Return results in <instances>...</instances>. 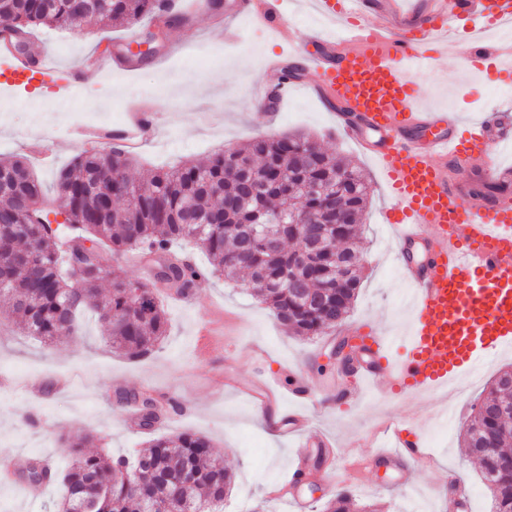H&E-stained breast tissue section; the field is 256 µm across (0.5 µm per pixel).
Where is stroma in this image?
Listing matches in <instances>:
<instances>
[{
	"label": "stroma",
	"mask_w": 512,
	"mask_h": 512,
	"mask_svg": "<svg viewBox=\"0 0 512 512\" xmlns=\"http://www.w3.org/2000/svg\"><path fill=\"white\" fill-rule=\"evenodd\" d=\"M237 24L242 40L229 44L213 12H196L192 24L168 29L164 60H150L131 71L87 70L83 81L62 98L51 86L38 96L0 91V157L27 158L35 174L46 185H54L81 145L68 126H31L20 104L41 97L53 103L64 100L75 113L123 112L140 101L132 95L136 89L145 90L142 101L152 105L163 121L157 138L135 154L134 172L139 176L182 160L202 161L215 150L240 147L260 136L309 134L326 150L352 160L371 186L362 226L363 279L348 316L323 336L299 338L288 334L248 288L208 278L195 288L194 305L165 301L168 331L158 350L139 361L111 349L90 312L81 316L77 335L49 346L2 328L0 379L9 384L0 386V461L38 454L51 457L63 472L73 459V438L84 433L92 434L95 446L109 456H135L151 437L125 418L126 405L117 395L146 392L172 404L161 434L204 435L222 455L233 473L224 512H235L243 500L267 501L271 485L287 478L296 450L268 428L246 397L225 392L224 377L253 383L263 377L270 361L279 360L297 363L314 383L315 426L342 445L337 469H329L323 456L308 459L307 469L317 476L300 487L309 501L308 512H323L330 496L341 489L357 503L378 505L380 512H444L448 488L430 470H412L405 485L395 484L393 475L382 468L364 471L358 480L350 471L352 455H371L372 434L398 418L417 421L429 450L467 487L471 512H490L480 466L462 448L461 433L493 376L512 368V348L491 357L487 373L457 396L452 406L455 418L439 434L434 424L444 403L437 395L410 400L373 389L359 403H337L336 388L345 376L329 362L328 354L343 331L373 326L389 336L395 353L406 339L410 312L399 303L405 284L390 230L382 221L389 194L376 163L337 133L331 113L311 93L290 96L274 120L264 118L249 87L261 77L264 59L285 51L287 45L256 29L247 18H238ZM149 31L145 21L129 27L101 24L86 37L40 27L32 47L35 53L53 56L65 73L84 67L89 56L113 55L116 43L135 34L147 38ZM468 54L467 46H460L456 56L440 58L417 74L427 104L460 113L468 122L493 109L512 113V92H493L485 71L456 67V60ZM62 495L58 482L28 495L17 473H0V512H52Z\"/></svg>",
	"instance_id": "obj_1"
}]
</instances>
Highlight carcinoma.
<instances>
[{
    "instance_id": "cac0c4a2",
    "label": "carcinoma",
    "mask_w": 512,
    "mask_h": 512,
    "mask_svg": "<svg viewBox=\"0 0 512 512\" xmlns=\"http://www.w3.org/2000/svg\"><path fill=\"white\" fill-rule=\"evenodd\" d=\"M167 11L166 0H0V30L25 46L41 25L90 34L103 22L191 19ZM130 164L127 153L86 149L50 198L23 159H0V298L19 333L52 344L75 335L79 314L91 310L117 352L153 354L167 332L162 302L148 284L97 262L107 247L166 261V278L184 294L209 277L247 282L296 336H319L349 313L370 196L349 161L298 134L258 137L141 182ZM181 245L199 248L210 268L180 257ZM136 401L154 431L166 408L147 395ZM92 441L85 434L72 444L57 512H221L232 474L208 439L160 436L132 462L85 452ZM462 442L479 461L490 512H512V371L472 409ZM351 506L341 490L325 512Z\"/></svg>"
}]
</instances>
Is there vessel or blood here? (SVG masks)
<instances>
[{
	"label": "vessel or blood",
	"instance_id": "vessel-or-blood-1",
	"mask_svg": "<svg viewBox=\"0 0 512 512\" xmlns=\"http://www.w3.org/2000/svg\"><path fill=\"white\" fill-rule=\"evenodd\" d=\"M314 14L339 26L335 35L315 29L304 41L302 65L316 75L310 92L336 109V126L379 167L391 204L385 213L396 245L402 279L414 290V309L406 351L389 354L386 336H357L359 364L350 384L340 388L342 404L359 402L363 383L415 397L454 398V384L488 354L512 346V194L483 197L465 188L462 175L478 173L496 182L499 150L512 144V130L490 115L460 134V113L425 108L423 94L406 67L421 70L431 62L419 48L429 39L441 54L468 42L471 65L503 66L512 47L477 39L476 31L512 21V0H309ZM250 19L276 32L288 44L298 42L284 28L281 0L257 8L239 0ZM287 58L268 60L259 91L270 111H278L300 82L288 77ZM49 55L37 61L16 55L8 37H0V88L32 92L53 72ZM160 123L150 105L135 107L117 138L125 150L149 142ZM240 391L255 410L270 413L274 427L297 439L298 456L309 448L332 455L334 443L323 434L308 435L312 387L298 365L278 363L261 383ZM388 448L360 459L362 468L382 466L405 476L408 464H424L429 453L420 433L405 422L389 423ZM301 468L271 496L301 512L297 494Z\"/></svg>",
	"mask_w": 512,
	"mask_h": 512
}]
</instances>
